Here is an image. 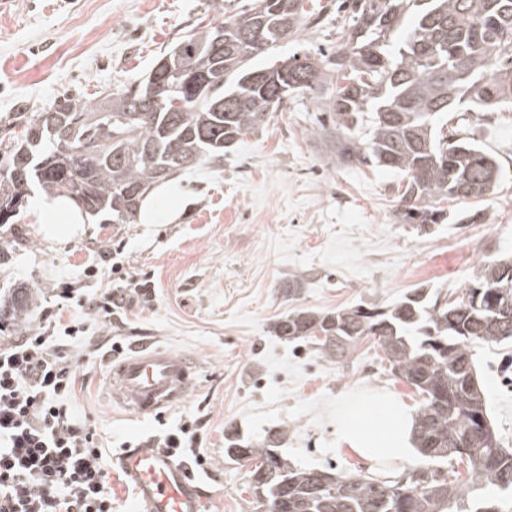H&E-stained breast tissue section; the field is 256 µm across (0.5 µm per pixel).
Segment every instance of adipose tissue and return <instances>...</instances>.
Returning <instances> with one entry per match:
<instances>
[{"label":"adipose tissue","instance_id":"obj_1","mask_svg":"<svg viewBox=\"0 0 512 512\" xmlns=\"http://www.w3.org/2000/svg\"><path fill=\"white\" fill-rule=\"evenodd\" d=\"M35 223L49 237H72L83 230L78 208L64 198L43 196L35 200ZM415 415L388 394L359 399L345 408L336 424L338 449L375 461L410 459L415 452Z\"/></svg>","mask_w":512,"mask_h":512}]
</instances>
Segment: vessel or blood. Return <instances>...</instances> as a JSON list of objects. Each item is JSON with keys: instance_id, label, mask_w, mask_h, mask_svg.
<instances>
[{"instance_id": "b4317fda", "label": "vessel or blood", "mask_w": 512, "mask_h": 512, "mask_svg": "<svg viewBox=\"0 0 512 512\" xmlns=\"http://www.w3.org/2000/svg\"><path fill=\"white\" fill-rule=\"evenodd\" d=\"M193 356L146 345L115 357L109 387L113 403L138 418L180 405L194 382ZM140 493L138 512H202L204 493L182 466L155 448H133L119 458Z\"/></svg>"}]
</instances>
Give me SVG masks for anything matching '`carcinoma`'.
Returning a JSON list of instances; mask_svg holds the SVG:
<instances>
[{"mask_svg":"<svg viewBox=\"0 0 512 512\" xmlns=\"http://www.w3.org/2000/svg\"><path fill=\"white\" fill-rule=\"evenodd\" d=\"M314 15L304 0H253L249 11L187 35L166 53L173 72L161 74L183 88L186 112L147 101L151 69L139 83L94 101L64 97L24 118L21 131L0 136V170L10 173L0 179V224L13 223L38 188L72 201L94 224H131L152 188L221 162L281 99L305 93L329 118L310 136L338 165L403 175L398 221L438 224L447 215L441 203L482 200L496 190L498 160L448 134L440 118L512 109V0H355L336 50L252 67ZM90 139L100 152L80 162L76 152ZM491 290L512 304V257L481 263L469 297L443 306L428 305L417 288L386 312L301 308L272 323L279 339L302 340L338 360L373 339L392 372L421 396V464L383 480L305 471L277 452L280 431L259 444L231 438L227 456L247 450L256 461V510L512 512V451L482 432L486 406L474 386L471 344L512 341V319L493 307ZM441 462L449 471L434 467Z\"/></svg>","mask_w":512,"mask_h":512,"instance_id":"carcinoma-1","label":"carcinoma"}]
</instances>
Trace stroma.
<instances>
[{"instance_id":"stroma-1","label":"stroma","mask_w":512,"mask_h":512,"mask_svg":"<svg viewBox=\"0 0 512 512\" xmlns=\"http://www.w3.org/2000/svg\"><path fill=\"white\" fill-rule=\"evenodd\" d=\"M340 2L319 0V18L279 43L277 54L333 51L338 27L350 21ZM221 17L209 0H9L0 10V128L63 95L92 99L140 80L192 30ZM319 117L310 95L288 97L221 164L166 183L155 223L89 224L84 234L52 241L26 207L0 226V294L31 301L8 335L36 327L63 286L81 294L113 287L111 256L125 276L148 285L150 302L128 304L108 327L80 309L64 312L92 339L73 400L116 456L126 443L200 420L196 446L209 467L192 481L208 493L204 512H255L248 464L224 454L231 432L255 443L268 429L285 430L280 452L298 469L376 476L407 468L336 448L338 412L367 392L384 390L419 408L415 390L391 373L375 343L362 342L338 364L273 336L276 319L302 307L385 311L416 288L444 304L465 295L482 261L512 253V111L452 113L503 175L485 200L450 202L447 220L423 230L394 217L399 173L329 159L310 136ZM92 263L94 277L86 273ZM295 275L304 285L285 298ZM110 337L126 348L150 343L196 356L183 403L150 420L113 407L103 350ZM472 352L489 422L512 449V342L476 343Z\"/></svg>"}]
</instances>
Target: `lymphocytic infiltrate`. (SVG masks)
<instances>
[{
	"instance_id": "obj_1",
	"label": "lymphocytic infiltrate",
	"mask_w": 512,
	"mask_h": 512,
	"mask_svg": "<svg viewBox=\"0 0 512 512\" xmlns=\"http://www.w3.org/2000/svg\"><path fill=\"white\" fill-rule=\"evenodd\" d=\"M145 293L134 279L90 296L61 289L55 307L41 311L40 328L22 336L7 335L12 312L0 302V512H112L111 458L72 402V348L85 327L63 324L62 313L75 305L108 323ZM199 429L188 419L147 445L186 472L204 469L208 460L193 447Z\"/></svg>"
}]
</instances>
